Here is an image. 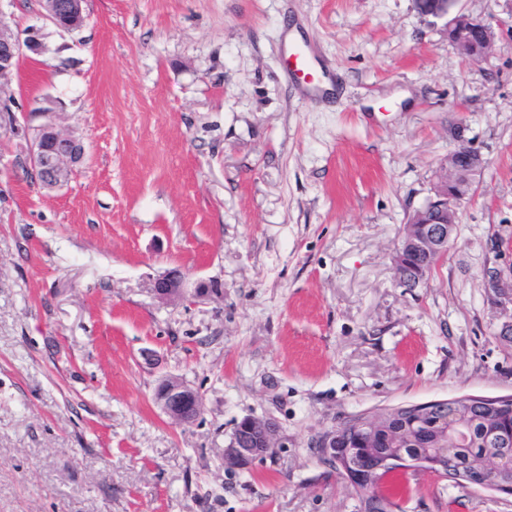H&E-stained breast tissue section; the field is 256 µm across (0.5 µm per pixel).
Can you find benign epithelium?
Wrapping results in <instances>:
<instances>
[{"instance_id": "benign-epithelium-1", "label": "benign epithelium", "mask_w": 512, "mask_h": 512, "mask_svg": "<svg viewBox=\"0 0 512 512\" xmlns=\"http://www.w3.org/2000/svg\"><path fill=\"white\" fill-rule=\"evenodd\" d=\"M86 0H41L43 18L58 29L68 32L80 30L86 23ZM458 0H416L418 9L426 16L446 21L447 28L455 31L453 45L464 58L476 62L486 57L494 46L495 31L464 11L456 8ZM479 24L484 40L479 48L473 47L465 36L466 30ZM40 30L33 29L22 35L9 25L0 22V91L12 76L20 59L43 52ZM86 155L82 140L76 134L61 130L52 117L36 128L29 152V165L34 179L46 190L66 185L74 168ZM485 166L479 151L469 145H459L448 157V167L441 171L433 186V196L411 215L407 231L397 248L394 263L399 268L413 258H424L425 263L415 268L416 280L426 281L448 254V245L457 229L460 204L470 197L474 177ZM486 302L495 314L498 336L512 338V254L497 251L493 266L484 270ZM183 275L172 270L157 279L154 294L161 300H170L182 294ZM155 400L169 418L179 424L193 423L202 410L198 392L187 382L174 376L160 380ZM512 403V394L504 396L462 395L444 400L415 404L416 413L425 415L432 410L456 414L464 408L481 405L494 413L503 412ZM489 440L494 447L481 454V460L472 458L465 462L443 451L437 457L415 456L405 453L391 456L382 451H372L359 465L351 454L348 437L333 428L324 432L316 441L323 448L324 458L334 465L335 472L346 485L354 488L369 486L388 468L406 471H428L442 475L455 473L462 482L499 494L512 493V474L505 462L512 454V442L494 426H487ZM279 440L278 422L271 417L248 415L236 423L229 443L224 448V466L245 468L253 460L266 455Z\"/></svg>"}]
</instances>
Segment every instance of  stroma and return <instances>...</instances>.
Wrapping results in <instances>:
<instances>
[{
  "mask_svg": "<svg viewBox=\"0 0 512 512\" xmlns=\"http://www.w3.org/2000/svg\"><path fill=\"white\" fill-rule=\"evenodd\" d=\"M459 6L496 32L482 61L415 0H87L76 33L0 0L45 45L0 112V512H354L324 431L512 394L484 282L512 246V0ZM294 44L332 92L293 81ZM46 108L87 148L53 192L28 160ZM462 143L485 167L448 255L399 287L408 216ZM168 373L201 396L192 424L155 402ZM247 415L281 442L224 468ZM398 512L512 496L421 471ZM183 275L179 270H172L154 284V294L161 300H171L182 294ZM512 404V394L504 396H481V395H462L444 400H434L423 403H417L412 406H402L399 409H410L413 406L416 408V413L425 415L431 410L446 411L450 414H457L465 407L471 409L476 405H481L489 408L496 414L503 412L508 404Z\"/></svg>",
  "mask_w": 512,
  "mask_h": 512,
  "instance_id": "35a3bbf8",
  "label": "stroma"
}]
</instances>
